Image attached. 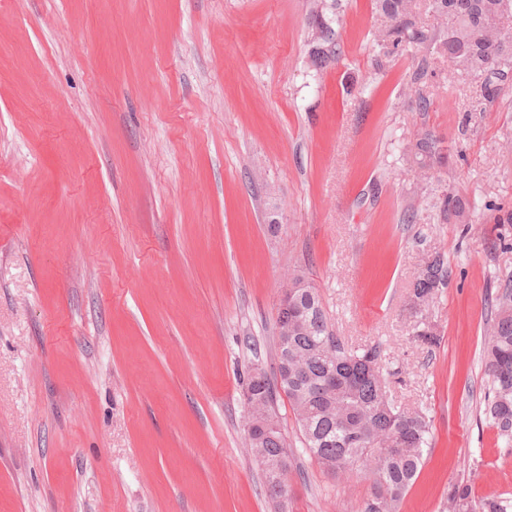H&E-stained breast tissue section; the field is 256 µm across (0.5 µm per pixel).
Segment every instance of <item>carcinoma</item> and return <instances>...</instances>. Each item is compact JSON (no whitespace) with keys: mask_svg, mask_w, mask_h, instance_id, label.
Segmentation results:
<instances>
[{"mask_svg":"<svg viewBox=\"0 0 512 512\" xmlns=\"http://www.w3.org/2000/svg\"><path fill=\"white\" fill-rule=\"evenodd\" d=\"M374 7L383 19L373 34L379 48L376 70H383L392 57L411 55L430 42L455 73L481 82L489 98L500 91L497 81L512 76V44L503 45L512 0H374ZM340 10L341 0H307L308 57L317 72L342 56L336 30ZM424 13L437 25H422ZM427 75L425 67L417 68L405 87L420 112L431 106L420 88ZM410 152L423 167L447 158L440 141L429 133ZM443 212L466 222L465 203L451 193L444 195ZM447 278L448 266L439 255L416 275L412 297L437 293ZM295 299L304 308L306 321L288 327L286 336L276 335L275 377L258 380L251 370L243 381L245 404L263 401V413L252 429V451L263 468L269 495L274 500L281 497L280 487L288 481L294 457L280 423L279 401L284 397L312 460L333 475L362 468L371 479L360 512H399L431 446L430 420L422 410L411 412L398 405L386 382L374 375L375 367L386 366L381 345L347 347L330 328L318 294L300 288ZM491 307L484 348L489 381L485 416L500 436L512 441V275L496 281ZM446 504L452 512H512V498L477 500L462 481L449 485Z\"/></svg>","mask_w":512,"mask_h":512,"instance_id":"cac0c4a2","label":"carcinoma"}]
</instances>
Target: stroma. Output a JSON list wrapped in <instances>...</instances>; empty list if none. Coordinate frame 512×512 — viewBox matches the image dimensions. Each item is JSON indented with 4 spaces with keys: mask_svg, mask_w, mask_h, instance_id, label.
<instances>
[{
    "mask_svg": "<svg viewBox=\"0 0 512 512\" xmlns=\"http://www.w3.org/2000/svg\"><path fill=\"white\" fill-rule=\"evenodd\" d=\"M376 24L343 0L342 58L317 72L305 0H0V512H274L241 381L274 373L295 274L430 417L400 512H444L454 480L512 497V442L483 415L512 80L482 99L427 44L375 71ZM420 63L427 112L401 96ZM427 132L449 164L415 165ZM445 189L467 223L431 206ZM434 252L449 278L417 314ZM280 417L289 512H358L369 480L328 474Z\"/></svg>",
    "mask_w": 512,
    "mask_h": 512,
    "instance_id": "obj_1",
    "label": "stroma"
}]
</instances>
